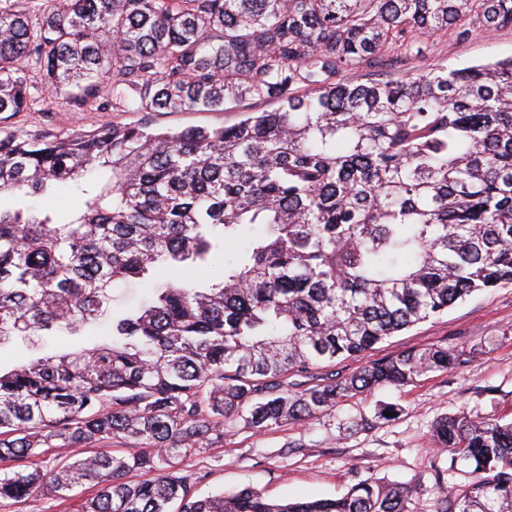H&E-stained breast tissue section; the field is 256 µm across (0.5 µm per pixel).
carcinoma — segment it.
Listing matches in <instances>:
<instances>
[{
	"instance_id": "cac0c4a2",
	"label": "carcinoma",
	"mask_w": 512,
	"mask_h": 512,
	"mask_svg": "<svg viewBox=\"0 0 512 512\" xmlns=\"http://www.w3.org/2000/svg\"><path fill=\"white\" fill-rule=\"evenodd\" d=\"M477 24L512 26V0H0V113L30 106L31 67L77 108L245 113L177 132L0 138V194L112 172L85 183L70 221L49 206L0 209V344L75 333L109 312L113 282L176 275L112 317L110 343L0 372V499L66 500L88 484L81 512L175 500L179 512H418L416 484L372 478L336 499H199L200 476L173 462L239 425L304 422L467 362L435 346L344 380L288 382L512 285V57L407 69L426 55L417 34ZM397 44L405 53L384 54ZM264 100L279 108L249 111ZM246 234L221 277H180ZM433 437L471 475L439 512H512V422L460 412ZM117 439L135 450L29 465L43 448Z\"/></svg>"
}]
</instances>
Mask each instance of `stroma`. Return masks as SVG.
I'll use <instances>...</instances> for the list:
<instances>
[{
	"label": "stroma",
	"mask_w": 512,
	"mask_h": 512,
	"mask_svg": "<svg viewBox=\"0 0 512 512\" xmlns=\"http://www.w3.org/2000/svg\"><path fill=\"white\" fill-rule=\"evenodd\" d=\"M423 39L430 50L413 62L419 72L512 56L510 27L490 31L475 26L462 39L451 32L427 33ZM30 79L37 85L34 104L24 112L0 114V131L67 135L112 122L177 129L231 125L241 118L229 111L112 112L94 103L76 110L49 100L38 86V74ZM111 335V321L102 319L77 333L61 332L35 342L15 336L0 345V367L9 369L47 354L73 353L110 340ZM433 345L467 351L470 358L458 368L429 374L408 386L381 387L348 398L303 423L291 422L259 434L236 427L222 442L179 458L177 466L201 473L196 496L249 488L273 502L334 499L371 477L416 481L421 485L415 498L419 512H437L436 482L455 490L468 477L450 470L448 452L436 446V419L462 411L475 418L512 421V286L472 294L360 356L322 365L316 374L344 379L374 361ZM387 404L398 405V415L378 418L379 408ZM360 419L367 420V427L350 429V421Z\"/></svg>",
	"instance_id": "1"
}]
</instances>
